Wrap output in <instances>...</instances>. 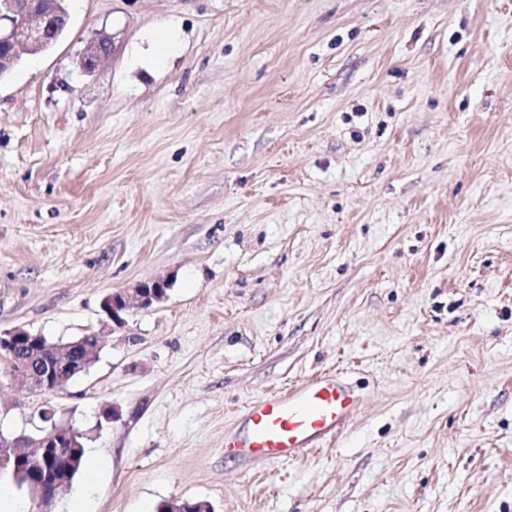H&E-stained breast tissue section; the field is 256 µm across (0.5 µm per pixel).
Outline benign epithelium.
Instances as JSON below:
<instances>
[{"instance_id":"7a95c632","label":"benign epithelium","mask_w":512,"mask_h":512,"mask_svg":"<svg viewBox=\"0 0 512 512\" xmlns=\"http://www.w3.org/2000/svg\"><path fill=\"white\" fill-rule=\"evenodd\" d=\"M38 0H0V48L7 47L15 57L35 54L47 50L53 45L58 35L64 31L69 22L70 14L66 11L38 12ZM113 42H102L96 38L86 47L81 58L80 68L86 74H93L111 57ZM169 282L157 278L141 282L126 291L114 292L103 301V307L116 326L124 324L122 315L134 309H146L166 297L165 289ZM45 349L54 352V357L47 371H39L32 367L27 359L17 357L9 352L8 356L0 355L4 363L0 373L35 392H54L80 370L71 363L65 353L58 351L56 344H44ZM51 424L40 429L35 436H18L9 438L0 434V470L16 465L17 453L20 448H36L38 452L31 455L27 463L32 468L46 469L45 459L48 456H63L73 446V438L77 434L74 427L52 421L53 414H48ZM69 489V481L56 479L48 475L37 485L31 498L32 512H48V505L62 492Z\"/></svg>"}]
</instances>
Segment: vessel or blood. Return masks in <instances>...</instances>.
<instances>
[{"label":"vessel or blood","instance_id":"1","mask_svg":"<svg viewBox=\"0 0 512 512\" xmlns=\"http://www.w3.org/2000/svg\"><path fill=\"white\" fill-rule=\"evenodd\" d=\"M363 396L337 373H322L284 392L267 393L241 412L224 447L247 463L294 458L340 433L358 413Z\"/></svg>","mask_w":512,"mask_h":512}]
</instances>
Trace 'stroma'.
I'll return each instance as SVG.
<instances>
[{
    "instance_id": "obj_1",
    "label": "stroma",
    "mask_w": 512,
    "mask_h": 512,
    "mask_svg": "<svg viewBox=\"0 0 512 512\" xmlns=\"http://www.w3.org/2000/svg\"><path fill=\"white\" fill-rule=\"evenodd\" d=\"M67 6L0 79V334L103 342L54 393L0 374V433H85L94 512H512V0ZM336 371L340 434L225 458L249 402ZM106 42H101L100 38L92 40L86 47L81 58L80 68L83 73L94 74L111 57L113 53V39L106 38ZM95 54L94 56H90ZM166 288H169V282L163 278L141 282L130 290L114 292L107 296L103 301V307L112 323L121 326L125 322L121 314L134 309H146L154 303H160L166 297Z\"/></svg>"
}]
</instances>
